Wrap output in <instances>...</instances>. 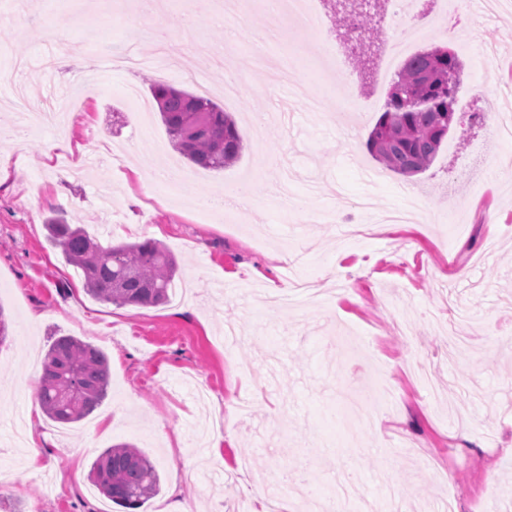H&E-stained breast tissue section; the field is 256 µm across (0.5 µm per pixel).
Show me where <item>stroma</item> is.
<instances>
[{
    "mask_svg": "<svg viewBox=\"0 0 512 512\" xmlns=\"http://www.w3.org/2000/svg\"><path fill=\"white\" fill-rule=\"evenodd\" d=\"M72 3L0 0V99L21 84L38 103L84 76L96 82L65 134L0 138V168L10 174L0 184V307L9 320L0 412L34 398L42 358L62 335L107 354L111 385L85 420H43L51 440L36 476L0 428V512H120L89 478L95 457L118 443L142 450L160 476L142 512H164L179 498L191 512H253V490L285 470L307 475L324 500L346 498L349 512H392L396 502L404 512H512V139L494 140L485 112L486 99L512 90V8L489 16L481 0H468L460 26L421 41L458 56L465 110L429 168L406 177L366 148L385 99L339 38L327 0H312L322 35L298 31L287 45L267 38L258 0H235L221 14L167 0L172 47L183 56L170 63L167 84L222 88L215 51L250 63L239 98L223 105L246 148L221 170L179 159L157 110L140 111L153 100L154 69L112 65L114 51L152 56L146 0L118 19L88 11L47 38ZM322 37L337 59L319 58ZM490 43L494 56L476 63ZM292 50L320 61L310 87L322 98L319 116L252 63ZM344 68L371 111H339ZM129 85L139 101L126 97ZM77 142L82 152L72 151ZM116 144L125 159L99 164ZM174 160L185 180L149 182ZM363 168L379 182L364 184ZM230 181L251 186L232 222L219 208L204 217L192 209L194 197L223 196ZM408 183L430 217L350 236L366 221L361 197L398 208ZM60 215L106 246L155 239L177 260L182 296L156 307L89 296L47 237L46 221ZM459 266L465 276H455ZM292 267L326 303L266 316L268 285L286 286ZM452 303L477 325L455 350L437 326ZM404 321L412 335H400ZM374 387L390 389L393 402L367 424L354 407ZM246 395L256 402L243 413Z\"/></svg>",
    "mask_w": 512,
    "mask_h": 512,
    "instance_id": "35a3bbf8",
    "label": "stroma"
}]
</instances>
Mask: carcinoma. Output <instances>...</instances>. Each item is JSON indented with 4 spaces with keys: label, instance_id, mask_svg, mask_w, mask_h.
<instances>
[{
    "label": "carcinoma",
    "instance_id": "1",
    "mask_svg": "<svg viewBox=\"0 0 512 512\" xmlns=\"http://www.w3.org/2000/svg\"><path fill=\"white\" fill-rule=\"evenodd\" d=\"M459 68L458 57L441 45L406 60L367 140L369 153L401 175L426 170L455 115L457 88L448 87V71ZM150 91L174 149L193 165L218 170L239 159L243 138L217 103L164 83H152ZM45 229L97 300L117 307L169 301L178 265L154 240L104 246L84 227L61 218L49 219ZM109 386L107 355L78 337L59 336L45 355L37 398L51 420L70 424L90 416ZM91 478L101 495L127 512H136L160 492L153 463L127 443L103 450L92 462Z\"/></svg>",
    "mask_w": 512,
    "mask_h": 512
}]
</instances>
